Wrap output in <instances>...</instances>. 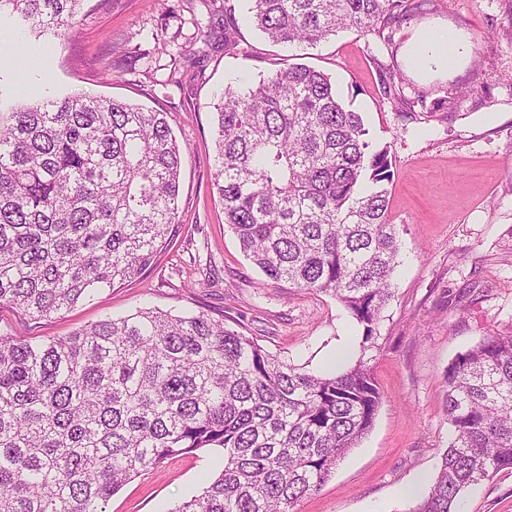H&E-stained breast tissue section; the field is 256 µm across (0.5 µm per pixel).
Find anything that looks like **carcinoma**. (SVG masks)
Instances as JSON below:
<instances>
[{
	"mask_svg": "<svg viewBox=\"0 0 512 512\" xmlns=\"http://www.w3.org/2000/svg\"><path fill=\"white\" fill-rule=\"evenodd\" d=\"M82 0H0L53 37ZM268 41L340 30L391 41L406 0H250ZM238 18L224 5V52ZM211 179L246 259L274 284L335 298L359 358L312 373L205 313L144 307L67 336L0 335V512H107L143 471L202 448L223 467L170 512H296L374 425L369 353L394 297L400 244L376 148L331 77L305 64L229 83L214 104ZM181 148L168 114L90 94L0 112V306L34 323L98 299L155 263L178 226ZM453 438L409 512H456L464 488L512 470V334L492 332L444 374Z\"/></svg>",
	"mask_w": 512,
	"mask_h": 512,
	"instance_id": "carcinoma-1",
	"label": "carcinoma"
}]
</instances>
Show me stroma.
Segmentation results:
<instances>
[{
	"label": "stroma",
	"instance_id": "stroma-1",
	"mask_svg": "<svg viewBox=\"0 0 512 512\" xmlns=\"http://www.w3.org/2000/svg\"><path fill=\"white\" fill-rule=\"evenodd\" d=\"M225 0H83L78 32L49 39L18 19L0 20V110L31 102L12 86L15 56L37 62L38 95L86 92L168 112L183 148L179 227L156 265L113 288L100 302L26 324L0 309V334L64 336L105 314L156 306L208 313L243 328L281 358L319 373L344 341L361 333L332 297L272 284L243 257L211 185L213 101L238 75L259 79L291 63L246 19L249 0H232L238 54L224 52ZM455 31L465 45L452 71L418 65L414 45L426 33ZM168 53L136 58L156 41ZM329 74L346 104L364 115L373 140L390 148L389 207L399 230L393 299L383 312L381 348L371 366L383 401L371 431L297 512H408L404 490L432 480L452 429L442 377L451 361L491 332L512 333V0H425L396 27L391 44L354 29L303 53ZM392 67L406 97L396 111L381 66ZM454 100L447 119L433 117ZM222 451L205 448L142 472L109 501V512H171L199 494L220 470ZM459 512H512V472L468 487Z\"/></svg>",
	"mask_w": 512,
	"mask_h": 512
}]
</instances>
